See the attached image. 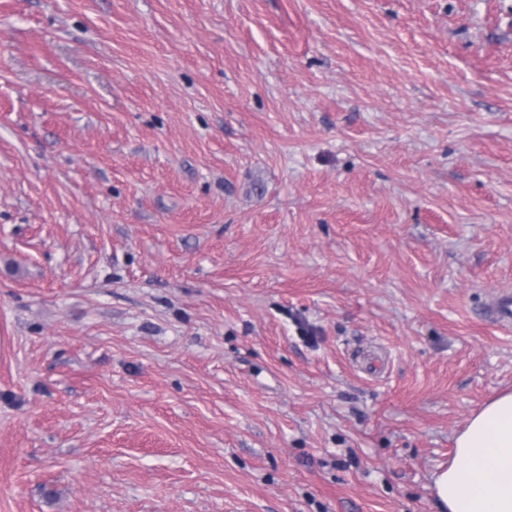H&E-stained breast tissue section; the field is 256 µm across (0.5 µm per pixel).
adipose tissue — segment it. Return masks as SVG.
<instances>
[{
  "label": "adipose tissue",
  "instance_id": "ef3b65f1",
  "mask_svg": "<svg viewBox=\"0 0 512 512\" xmlns=\"http://www.w3.org/2000/svg\"><path fill=\"white\" fill-rule=\"evenodd\" d=\"M433 486L438 512H512V392L472 415Z\"/></svg>",
  "mask_w": 512,
  "mask_h": 512
}]
</instances>
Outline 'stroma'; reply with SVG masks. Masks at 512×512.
<instances>
[{
	"label": "stroma",
	"mask_w": 512,
	"mask_h": 512,
	"mask_svg": "<svg viewBox=\"0 0 512 512\" xmlns=\"http://www.w3.org/2000/svg\"><path fill=\"white\" fill-rule=\"evenodd\" d=\"M503 289L512 0H0V512H437Z\"/></svg>",
	"instance_id": "stroma-1"
}]
</instances>
